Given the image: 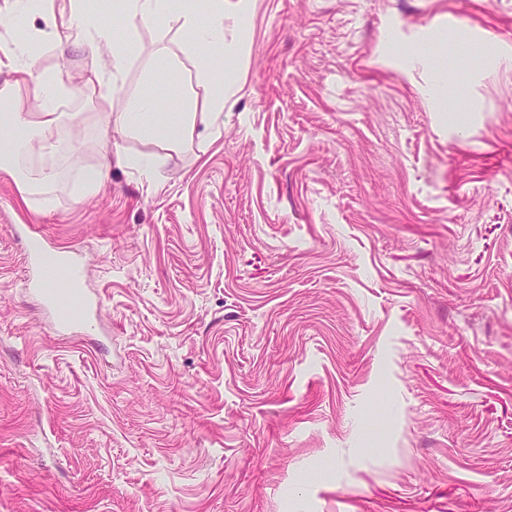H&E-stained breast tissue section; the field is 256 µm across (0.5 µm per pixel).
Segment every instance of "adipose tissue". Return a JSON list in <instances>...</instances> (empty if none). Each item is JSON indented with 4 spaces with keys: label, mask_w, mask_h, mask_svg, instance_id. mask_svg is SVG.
<instances>
[{
    "label": "adipose tissue",
    "mask_w": 512,
    "mask_h": 512,
    "mask_svg": "<svg viewBox=\"0 0 512 512\" xmlns=\"http://www.w3.org/2000/svg\"><path fill=\"white\" fill-rule=\"evenodd\" d=\"M249 10V0H116L115 13L149 25L163 20L176 35L172 44L157 47L155 58L163 64L186 57L195 67L196 81L206 96L200 112H181L166 115L158 109V98L153 94L126 96L123 74L128 62L137 51L135 39L115 42L110 26L99 17L90 15L83 0H15L14 21L26 25L32 13L57 16L78 42L107 46L111 65L93 70L87 80L88 86L98 89L103 98H121L122 109L102 111L97 125L99 139L111 145L110 153L104 154L102 162L87 179L89 190H97L109 175L112 164L118 163L144 177H152L159 165L153 154L127 152L123 142L129 138L153 139L162 130L175 126L195 128L202 126L200 147H207L211 137L219 133L224 112V102L234 93L233 83L219 78L214 66L215 56L236 55L243 49L241 40L231 42L224 39V23L234 20L242 24ZM37 57L32 52L30 41L16 43L13 50L0 59V69H7L9 79L0 83V97L17 101L28 96L33 100L29 112H0V130L22 128L24 138L8 141L0 149V170L14 173L20 170L25 155L32 148H39L44 155L59 158L71 150L70 141L61 135L65 123L75 121L76 113L60 109L62 92L54 75L36 68Z\"/></svg>",
    "instance_id": "ef3b65f1"
}]
</instances>
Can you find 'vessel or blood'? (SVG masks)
I'll list each match as a JSON object with an SVG mask.
<instances>
[{
	"label": "vessel or blood",
	"mask_w": 512,
	"mask_h": 512,
	"mask_svg": "<svg viewBox=\"0 0 512 512\" xmlns=\"http://www.w3.org/2000/svg\"><path fill=\"white\" fill-rule=\"evenodd\" d=\"M28 261L33 270L32 291L43 299L56 330L72 331L91 326L101 304L82 288L80 262L67 253L45 252L38 244L34 245Z\"/></svg>",
	"instance_id": "1"
}]
</instances>
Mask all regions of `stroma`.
Wrapping results in <instances>:
<instances>
[{
	"label": "stroma",
	"mask_w": 512,
	"mask_h": 512,
	"mask_svg": "<svg viewBox=\"0 0 512 512\" xmlns=\"http://www.w3.org/2000/svg\"><path fill=\"white\" fill-rule=\"evenodd\" d=\"M29 27L81 123L49 207L0 172V512H512V0H250L219 137L128 140L155 179L92 193L110 53ZM135 30L127 94L203 100ZM27 225L91 329L31 293ZM32 241L34 247L28 256L33 270L30 290L43 299L56 330L72 331L91 326L101 303L93 301L82 288L80 262L68 253L45 252L37 237Z\"/></svg>",
	"instance_id": "35a3bbf8"
}]
</instances>
